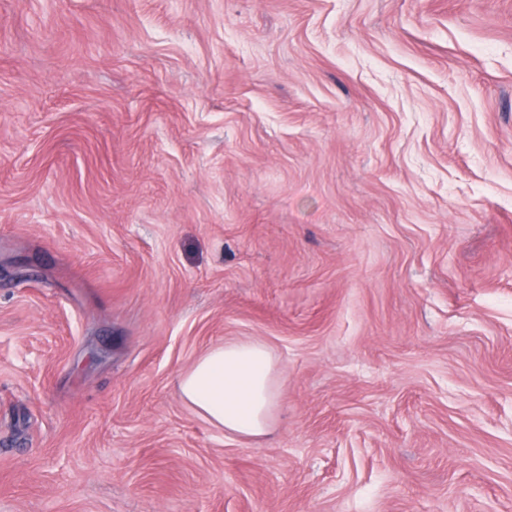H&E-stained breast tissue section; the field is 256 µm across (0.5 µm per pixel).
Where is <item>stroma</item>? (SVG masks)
Masks as SVG:
<instances>
[{
  "instance_id": "1",
  "label": "stroma",
  "mask_w": 512,
  "mask_h": 512,
  "mask_svg": "<svg viewBox=\"0 0 512 512\" xmlns=\"http://www.w3.org/2000/svg\"><path fill=\"white\" fill-rule=\"evenodd\" d=\"M0 512H512V0H0ZM277 360L262 342L230 340L207 348L178 379L182 401L224 434L269 435L279 412Z\"/></svg>"
}]
</instances>
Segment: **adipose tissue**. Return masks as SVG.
<instances>
[{"label": "adipose tissue", "instance_id": "ef3b65f1", "mask_svg": "<svg viewBox=\"0 0 512 512\" xmlns=\"http://www.w3.org/2000/svg\"><path fill=\"white\" fill-rule=\"evenodd\" d=\"M277 360L262 342L230 340L207 348L178 379L182 401L230 436L269 435L280 408Z\"/></svg>", "mask_w": 512, "mask_h": 512}]
</instances>
